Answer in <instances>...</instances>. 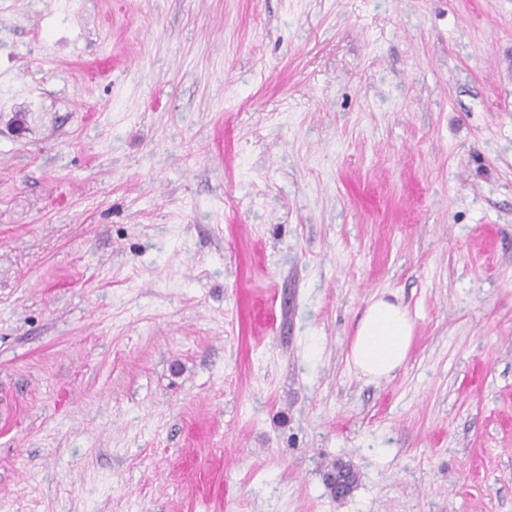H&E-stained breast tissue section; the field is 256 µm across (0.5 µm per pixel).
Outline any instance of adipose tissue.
Listing matches in <instances>:
<instances>
[{"label":"adipose tissue","mask_w":512,"mask_h":512,"mask_svg":"<svg viewBox=\"0 0 512 512\" xmlns=\"http://www.w3.org/2000/svg\"><path fill=\"white\" fill-rule=\"evenodd\" d=\"M412 333L408 311L400 303L378 298L358 323L348 360L367 380L389 377L406 361Z\"/></svg>","instance_id":"adipose-tissue-1"}]
</instances>
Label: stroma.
<instances>
[{
  "label": "stroma",
  "mask_w": 512,
  "mask_h": 512,
  "mask_svg": "<svg viewBox=\"0 0 512 512\" xmlns=\"http://www.w3.org/2000/svg\"><path fill=\"white\" fill-rule=\"evenodd\" d=\"M0 512H512V0H0ZM412 333L408 311L398 302L378 298L370 303L358 323L349 363L367 380L388 378L406 361Z\"/></svg>",
  "instance_id": "1"
}]
</instances>
